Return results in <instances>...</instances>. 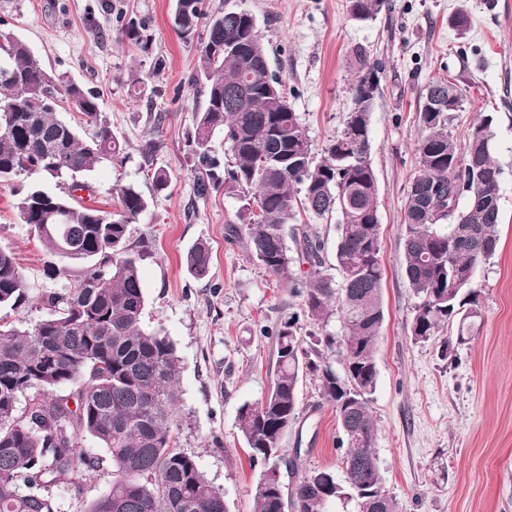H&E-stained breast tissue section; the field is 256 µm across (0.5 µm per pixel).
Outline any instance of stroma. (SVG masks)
Listing matches in <instances>:
<instances>
[{
    "mask_svg": "<svg viewBox=\"0 0 512 512\" xmlns=\"http://www.w3.org/2000/svg\"><path fill=\"white\" fill-rule=\"evenodd\" d=\"M227 4L254 15L270 68L291 88L289 103L315 153L344 127L359 53L379 63L370 115L385 272L383 336L370 396L376 456L399 512H512V0H391L390 10L366 22L350 16L347 0H207L212 11ZM172 9L173 0H0V17L45 70L99 93L125 146V166L104 162L92 172L96 200L112 206L120 182L134 183L152 200L130 225L127 242L142 255L144 325L162 328L180 360L176 446L223 492L228 512H252L261 467L249 461L237 410L267 393L276 357L263 331L300 301L287 283L264 272L245 244L225 240L238 200L195 192L186 140L191 114L203 103L189 82L199 43L179 38ZM460 13L470 19L462 34L452 24ZM132 18L150 28V55L122 37L121 24ZM157 56L166 62L158 74L152 71ZM134 77L140 80L136 95ZM438 77L465 93L455 115L457 138L480 118H493L501 221L498 249L475 273L478 315L470 330L453 325L416 343L410 322L417 299L404 276L402 216L418 169L419 92ZM150 140L157 148L147 161L141 148ZM146 164L168 171L165 190L145 178ZM16 188L0 182V248L15 254L33 302L11 319L30 323L46 314L41 295L65 282L46 275L44 246L16 217ZM201 240L211 247L212 264L198 279L183 257ZM445 339L451 350L444 357ZM339 436L334 409L316 381L304 379L299 418L280 443L295 464L283 481L296 485L315 469L344 479Z\"/></svg>",
    "mask_w": 512,
    "mask_h": 512,
    "instance_id": "35a3bbf8",
    "label": "stroma"
}]
</instances>
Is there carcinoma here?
<instances>
[{
  "mask_svg": "<svg viewBox=\"0 0 512 512\" xmlns=\"http://www.w3.org/2000/svg\"><path fill=\"white\" fill-rule=\"evenodd\" d=\"M388 8L387 0L348 5L357 20ZM172 22L186 42L204 27L191 83L203 88L205 104L192 113L187 135L196 193L205 197L222 189L239 200L227 240L247 238L256 261L301 300L297 310L263 330L273 338L275 377L261 400L244 403L237 413L250 460L266 465L255 485L253 512H284L287 504L293 512H321L330 498L354 503L357 512H398L374 453L377 428L369 407L384 324L378 186L367 160L379 65L362 60L352 85L355 107L317 162L283 82L270 69L250 11L237 6L210 12L205 0H174ZM122 33L149 51L145 22L131 19ZM451 93L462 100L456 84L436 80L420 96L419 171L404 197V274L418 299L410 327L416 343L454 322L464 331L476 268L498 247L492 117L472 124L458 142L448 112ZM62 102L78 112V123L59 117ZM217 135L227 145L225 168L213 150ZM126 159L99 96L46 71L21 38L1 30L0 181L40 177L18 190L16 215L55 258L46 275L67 284L43 297L48 315L34 323L18 327L0 319V512H58L52 488L74 485L79 495V478L105 467L111 476L107 491L83 503L80 512H228L223 492L174 446L179 357L162 329L143 326L141 255L128 247L127 231L149 210L150 200L132 183L115 186L113 211L74 195L93 193L86 177L97 164L123 165ZM45 180L66 183L68 190L53 191ZM302 212L336 217L334 262L342 283L318 271L325 243L311 225L286 232ZM71 263L81 265L75 275ZM298 263L309 271L297 272ZM184 264L191 275L206 277L209 246L195 243ZM27 302L17 259L0 248V311ZM336 314L341 336L305 347V324L326 326ZM320 344L339 345L344 373L323 359ZM308 374L336 412L343 461H360L367 486L352 485L350 473L340 483L325 470L304 476L290 494L274 481L280 463L287 462L279 442L298 418L297 391ZM62 387L69 392L56 394ZM31 389L42 390L44 398L18 408L19 397ZM84 437L104 448L106 457L88 454Z\"/></svg>",
  "mask_w": 512,
  "mask_h": 512,
  "instance_id": "obj_1",
  "label": "carcinoma"
}]
</instances>
